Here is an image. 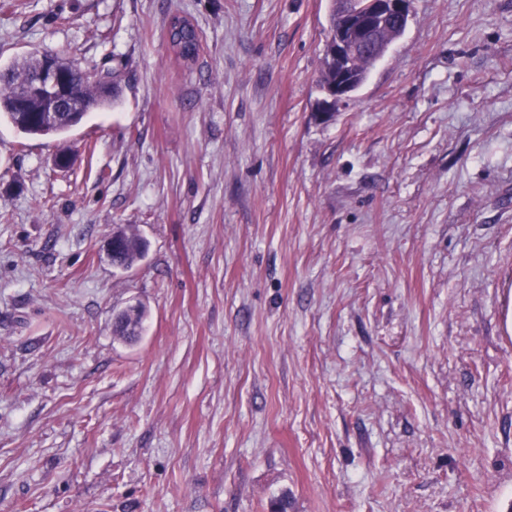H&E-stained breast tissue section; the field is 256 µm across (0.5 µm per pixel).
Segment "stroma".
<instances>
[{
	"label": "stroma",
	"instance_id": "obj_1",
	"mask_svg": "<svg viewBox=\"0 0 512 512\" xmlns=\"http://www.w3.org/2000/svg\"><path fill=\"white\" fill-rule=\"evenodd\" d=\"M331 9L0 0V63L122 71L0 124V512H512V0H412L337 103ZM169 42L177 59L192 63L198 56V33L188 20L178 22L169 31ZM34 53L11 62L0 68V122L10 124L25 138H54L64 137L79 125L86 113L93 108L109 109L117 101V90H106L103 83L109 77L118 82L119 73L112 68L81 69L73 63L67 62L58 55L55 61L66 74L68 81L77 88L81 98L74 88L60 82L56 78L45 87L56 98L57 104L68 102L70 105L80 107H60V112L44 115L40 110L46 106L43 99L27 96L24 99V108L28 112H20L21 94L34 82L39 80L43 72L46 54ZM42 89L41 81L33 86L34 91ZM112 237L117 240V246L112 250V238L107 243V252L112 260V267L117 270H128L141 261L145 256V242L138 234L119 229ZM148 311L143 305L128 308L115 317L113 334L129 341L140 337Z\"/></svg>",
	"mask_w": 512,
	"mask_h": 512
}]
</instances>
